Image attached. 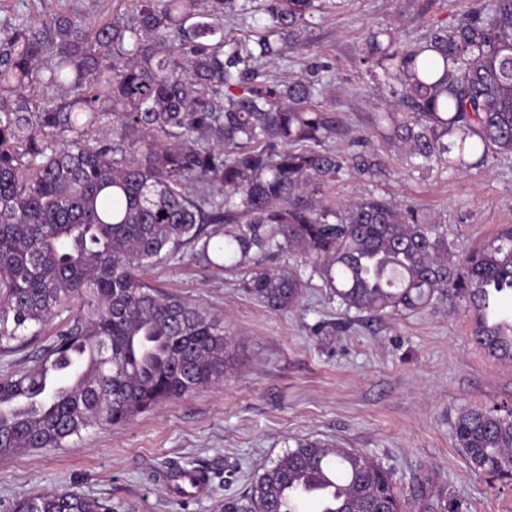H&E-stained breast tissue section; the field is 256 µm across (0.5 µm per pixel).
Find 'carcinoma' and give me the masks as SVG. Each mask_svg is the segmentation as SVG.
Instances as JSON below:
<instances>
[{
    "label": "carcinoma",
    "mask_w": 512,
    "mask_h": 512,
    "mask_svg": "<svg viewBox=\"0 0 512 512\" xmlns=\"http://www.w3.org/2000/svg\"><path fill=\"white\" fill-rule=\"evenodd\" d=\"M95 28L56 12L27 17L0 40V354L9 356L74 300L76 315L31 369L0 374V457L62 448L98 425H123L164 402L224 381V320L148 283L143 271L185 249L211 266L245 269L241 287L291 310L300 272L260 260H308L350 313L414 311L462 299L475 341L512 359V225L455 257L444 225L420 207L370 195L336 209L326 189L352 171L382 172L360 149L336 153L341 118L321 81H284L319 0H133ZM383 71L386 135L409 169L461 171L512 155V0H477L452 24L406 46L367 39ZM53 91L34 102L31 90ZM109 126L112 139L88 133ZM471 467L512 472V410L471 407L455 424ZM336 477L333 512H404L371 456L303 437L260 466L220 512H275L282 489ZM423 512H461L427 495ZM14 512H112L60 490Z\"/></svg>",
    "instance_id": "1"
}]
</instances>
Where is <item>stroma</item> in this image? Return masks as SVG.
I'll return each instance as SVG.
<instances>
[{"label":"stroma","instance_id":"stroma-1","mask_svg":"<svg viewBox=\"0 0 512 512\" xmlns=\"http://www.w3.org/2000/svg\"><path fill=\"white\" fill-rule=\"evenodd\" d=\"M129 6V0H0V23L65 9L93 25ZM471 6L472 0H328L292 52L294 59L329 65L325 103L385 165L377 180L352 173L331 185L328 204L370 194L417 204L446 224L458 254L512 224V156L452 174L409 171L373 124L387 89L361 59L370 30L383 28L397 43H409ZM270 263L300 267L307 277L297 309L268 310L245 294L239 274L189 253L149 269L151 284L223 317L232 337L223 383L125 425L89 428L66 448L0 457V512H11L20 497L55 490L108 501L112 512H217L224 497L244 492L254 471L302 436L371 455L390 472L409 512H420L422 482L429 492L456 498L463 512H512V480L474 470L455 438L465 409L512 407V360L492 358L476 344L464 301L345 316L310 266L286 253ZM177 466L205 470L207 494L169 495L162 476Z\"/></svg>","mask_w":512,"mask_h":512}]
</instances>
